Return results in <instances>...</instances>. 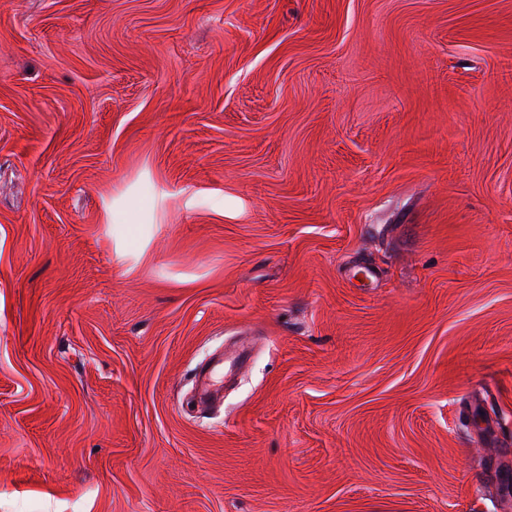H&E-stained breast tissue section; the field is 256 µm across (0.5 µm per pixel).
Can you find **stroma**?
Segmentation results:
<instances>
[{"instance_id":"35a3bbf8","label":"stroma","mask_w":512,"mask_h":512,"mask_svg":"<svg viewBox=\"0 0 512 512\" xmlns=\"http://www.w3.org/2000/svg\"><path fill=\"white\" fill-rule=\"evenodd\" d=\"M508 499L512 0H0V512ZM198 403L200 399L223 389V361L213 360L202 366L196 378Z\"/></svg>"}]
</instances>
